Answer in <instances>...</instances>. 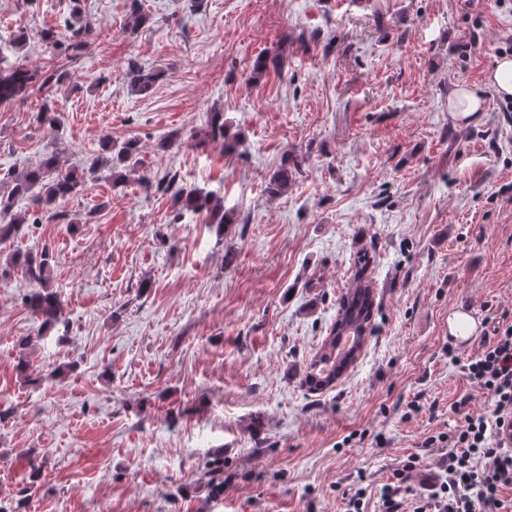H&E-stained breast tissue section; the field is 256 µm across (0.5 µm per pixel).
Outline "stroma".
<instances>
[{
    "mask_svg": "<svg viewBox=\"0 0 512 512\" xmlns=\"http://www.w3.org/2000/svg\"><path fill=\"white\" fill-rule=\"evenodd\" d=\"M135 2L148 21L133 30ZM76 4L91 33L71 63L39 34L63 30ZM510 34L494 0H0V70L67 72L50 94L0 105V197L50 153L65 169L133 139L141 159L49 206L14 201L27 223L0 244V406L13 411L0 504L341 512L347 485L377 492L447 430L453 401L481 411V390L448 359V315L465 304L481 330L512 323V111L485 85ZM260 54L278 66L256 84ZM131 60L158 72L148 94L126 82ZM462 82L484 88L467 125L448 110ZM45 104L56 130L36 120ZM214 112L237 152L206 140ZM289 154L302 164L269 194ZM169 171L223 198L229 223L174 219L171 196L143 185ZM363 248L373 330L332 387L308 391ZM17 249L52 253L66 336L40 334L23 302L32 284L8 266ZM417 395L424 410L404 418ZM217 451L224 493L212 499L202 469ZM33 460L43 476L29 491Z\"/></svg>",
    "mask_w": 512,
    "mask_h": 512,
    "instance_id": "stroma-1",
    "label": "stroma"
}]
</instances>
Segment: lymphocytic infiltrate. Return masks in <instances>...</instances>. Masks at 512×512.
Listing matches in <instances>:
<instances>
[{"label":"lymphocytic infiltrate","instance_id":"1","mask_svg":"<svg viewBox=\"0 0 512 512\" xmlns=\"http://www.w3.org/2000/svg\"><path fill=\"white\" fill-rule=\"evenodd\" d=\"M448 357L484 391L486 407L472 412L467 396L453 402L456 425L423 441L439 453L433 475L421 489L409 487L420 465L419 455H409L380 487L378 512H512V500L503 497L512 490V448L498 439L501 429L512 426V324H494L476 355L460 359L452 346Z\"/></svg>","mask_w":512,"mask_h":512}]
</instances>
